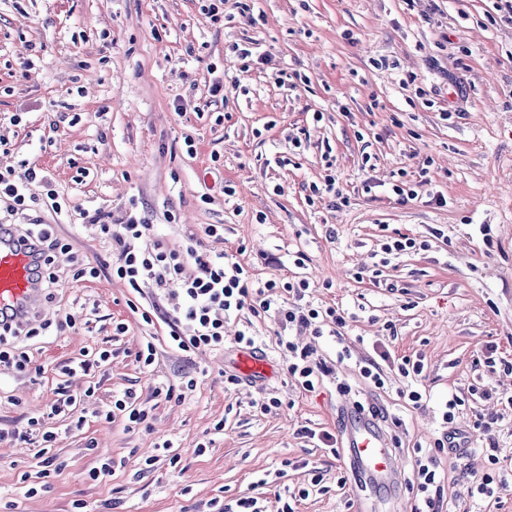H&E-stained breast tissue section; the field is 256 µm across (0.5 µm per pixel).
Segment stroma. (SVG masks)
Returning a JSON list of instances; mask_svg holds the SVG:
<instances>
[{
	"label": "stroma",
	"mask_w": 512,
	"mask_h": 512,
	"mask_svg": "<svg viewBox=\"0 0 512 512\" xmlns=\"http://www.w3.org/2000/svg\"><path fill=\"white\" fill-rule=\"evenodd\" d=\"M247 42L258 59L234 52ZM409 79L426 96L410 97ZM0 140V169L18 180L44 172L63 206L10 214L0 202V224L51 225L66 246L40 317L47 330L20 341L24 371L0 369V512H239L244 497L267 512L284 502L386 512L394 497L410 512L413 450L444 432L452 393L464 404L450 427L469 442L464 455L440 457V512H512V405L482 396L512 391V22L494 0H0ZM327 149L341 202L312 193ZM401 182L418 198L397 196ZM440 193L447 205L434 204ZM132 203L149 241L196 240L239 259L253 281L304 279L314 305L348 311L342 339L300 338L332 367L323 384L308 392L287 378L274 321L247 313L228 322L223 350L170 347L153 290L116 276L119 253L98 231ZM210 224L221 238L205 235ZM400 234L417 248L377 266ZM80 263L96 276L76 277ZM248 325L275 373L225 387L224 355ZM147 337L157 355L143 368L134 353ZM377 344L422 360L421 406L400 398L397 372L381 389L361 377ZM342 345L351 357L340 362ZM103 351L99 367L75 369ZM340 382L383 412L398 489L365 494L342 457L300 435L337 433ZM159 385L175 396L145 423L103 418L125 390L148 401ZM66 394L81 424L51 414ZM272 397L277 407L254 408ZM204 439L211 447L196 454ZM166 440L176 464L159 455ZM46 454L55 467L44 477ZM107 459L112 473L91 479ZM476 476L493 490L479 502L466 493Z\"/></svg>",
	"instance_id": "35a3bbf8"
}]
</instances>
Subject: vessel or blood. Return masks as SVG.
I'll return each mask as SVG.
<instances>
[{
    "mask_svg": "<svg viewBox=\"0 0 512 512\" xmlns=\"http://www.w3.org/2000/svg\"><path fill=\"white\" fill-rule=\"evenodd\" d=\"M27 234L18 224L0 225V314L10 324L24 327L42 312L36 270L43 257L30 248ZM226 366L251 381L269 378L274 366L257 348H239L226 358ZM346 460L359 478L377 486L393 485L401 474L399 456L389 448L386 434L369 419L346 413L340 426Z\"/></svg>",
    "mask_w": 512,
    "mask_h": 512,
    "instance_id": "obj_1",
    "label": "vessel or blood"
}]
</instances>
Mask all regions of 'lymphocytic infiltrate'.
<instances>
[{"mask_svg": "<svg viewBox=\"0 0 512 512\" xmlns=\"http://www.w3.org/2000/svg\"><path fill=\"white\" fill-rule=\"evenodd\" d=\"M36 183L46 189V206L54 213H61L62 206L56 194L49 190L46 175L33 169L21 182L14 179L12 170L0 171V197H6L13 206L24 205L32 198V186ZM149 230L144 218L130 211L117 222L99 227L100 233L111 239L119 251L117 277L126 280L137 292L156 289L160 298L166 300L165 315L173 345L185 352L221 348L227 320L246 311L256 318H274L278 323L281 332L276 343L291 356L286 367L289 379L310 392L328 375L326 363L311 360L309 350L299 348L286 333L325 323L330 325L332 334H339L347 323L343 309L321 310L307 304L309 284L306 281L281 278L255 282L239 261L224 254L199 251L190 243L178 249L159 242L135 248V241L145 238ZM190 261L194 262L197 273L187 277L183 271ZM391 366L396 367L409 384L402 392L403 398L413 406H420L423 395L414 384L422 377L421 362L408 358L398 362L388 349L379 348L374 356L364 360L360 373L380 388L384 385L385 370ZM456 447L454 436L449 433L436 440L433 447L417 449L415 482L420 495L414 501L412 512H438L441 492L438 457L445 449Z\"/></svg>", "mask_w": 512, "mask_h": 512, "instance_id": "f902f5d3", "label": "lymphocytic infiltrate"}]
</instances>
